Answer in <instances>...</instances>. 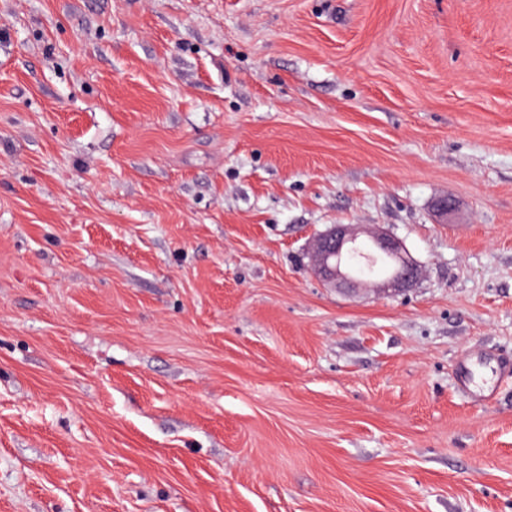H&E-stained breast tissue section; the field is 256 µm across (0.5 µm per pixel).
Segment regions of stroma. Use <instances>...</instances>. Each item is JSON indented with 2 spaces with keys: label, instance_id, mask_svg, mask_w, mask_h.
I'll return each mask as SVG.
<instances>
[{
  "label": "stroma",
  "instance_id": "obj_1",
  "mask_svg": "<svg viewBox=\"0 0 512 512\" xmlns=\"http://www.w3.org/2000/svg\"><path fill=\"white\" fill-rule=\"evenodd\" d=\"M331 224L421 278L322 281ZM467 357L512 359V0H0V512H512ZM367 234L375 241L378 251L394 260L390 275L375 280L355 271L352 259L367 257L360 251L358 239ZM312 258L316 273L336 288H364L378 293H399L418 280V262L405 245L380 229L368 231L360 225L332 224L312 243Z\"/></svg>",
  "mask_w": 512,
  "mask_h": 512
}]
</instances>
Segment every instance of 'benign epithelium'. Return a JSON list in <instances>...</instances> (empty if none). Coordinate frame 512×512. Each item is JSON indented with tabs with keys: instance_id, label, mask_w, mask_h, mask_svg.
<instances>
[{
	"instance_id": "7a95c632",
	"label": "benign epithelium",
	"mask_w": 512,
	"mask_h": 512,
	"mask_svg": "<svg viewBox=\"0 0 512 512\" xmlns=\"http://www.w3.org/2000/svg\"><path fill=\"white\" fill-rule=\"evenodd\" d=\"M363 234L375 241L377 250L394 260L390 275L375 280L355 271L352 259L364 256L358 244ZM311 250L316 273L336 288L399 293L418 280V262L401 241L380 229L369 231L360 225L333 224L313 240Z\"/></svg>"
}]
</instances>
